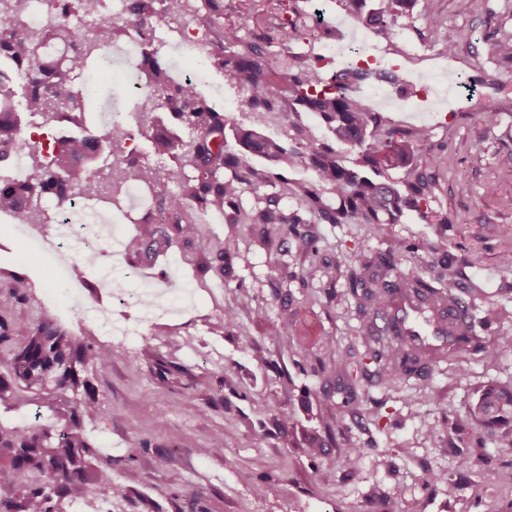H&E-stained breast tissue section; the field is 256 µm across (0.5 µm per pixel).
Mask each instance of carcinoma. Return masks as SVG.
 I'll return each instance as SVG.
<instances>
[{"instance_id": "1", "label": "carcinoma", "mask_w": 512, "mask_h": 512, "mask_svg": "<svg viewBox=\"0 0 512 512\" xmlns=\"http://www.w3.org/2000/svg\"><path fill=\"white\" fill-rule=\"evenodd\" d=\"M153 2L130 0L128 15L121 21H99L84 29L60 25L55 38L68 61H83L129 30L155 24ZM342 2L355 21L371 26L383 38L390 36L384 14L366 9V0ZM258 27V18L247 13L209 41L208 54L224 68L225 80L243 88V104L252 111L279 112L286 119L301 112L318 115L336 141L362 149L359 167L341 164L334 147L319 143L294 121L290 122L294 146L289 149L279 140L240 130L241 150L226 151L223 116L207 106L197 88L171 84L167 64L148 52L141 62L142 83L160 93V107L175 121L195 132L185 163L167 173L168 180L177 181L178 190L157 199V209L166 214L165 223L176 227L191 223L190 208L199 204L223 213L232 224H279L292 232L308 223L369 224L376 235L383 236L406 211L428 216L422 207L433 195L434 182L417 171L412 155L413 143L426 139L428 130L391 128L379 113L344 91V85L370 77L369 67L354 65L327 79L317 58L292 73H277L267 50L270 41L255 34ZM42 46V38L33 32L0 29V62L10 65L0 68V162L29 148V142L19 136L13 106L18 75L26 81L28 112L54 116L77 131L56 140L50 162L40 165L30 180L18 183L0 178V210L14 209L25 223L41 224L39 202L45 195L61 204L75 195L101 196L103 184L91 169L101 158L110 169L114 190L130 181L159 185L161 177L154 167L125 154L123 145L129 137L125 130L114 127L103 135L85 133L84 94L63 69V62L45 61ZM154 147L159 154H170L178 149L179 136L158 133ZM258 158L290 167L307 159L315 180L304 184L284 178L279 191L261 196L260 204L245 210L240 205L242 194L256 193L270 182L268 171L257 168ZM397 168L407 169L404 192L386 176ZM285 197L304 200L311 218L285 211L280 206ZM168 240L166 229L142 224L130 239L128 252L140 258ZM383 265L392 267L391 255L363 256L350 272L352 294L364 316L388 304L389 284L379 272ZM403 284L434 309L456 297L451 273L448 285L438 288L412 269L403 275ZM364 346L388 383L405 376L406 364L413 359L405 345L368 334ZM114 352L110 345L94 347L69 335L49 311L8 349L10 371L0 374V406L12 404L24 391L50 415L37 413L36 422L29 426L0 420V512H67L66 506L76 498L104 491L122 493L113 482L112 458L102 457L84 433L85 419L99 413L90 374L107 369ZM473 414L490 429L507 425L512 421V392L486 390Z\"/></svg>"}]
</instances>
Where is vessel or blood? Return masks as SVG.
<instances>
[{"instance_id":"1","label":"vessel or blood","mask_w":512,"mask_h":512,"mask_svg":"<svg viewBox=\"0 0 512 512\" xmlns=\"http://www.w3.org/2000/svg\"><path fill=\"white\" fill-rule=\"evenodd\" d=\"M469 318V307L463 298H455L429 314L417 299L396 290L390 307L370 318L367 331L375 336L399 333L404 341L422 351H457L464 348L465 342L453 335L452 328Z\"/></svg>"}]
</instances>
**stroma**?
<instances>
[{"instance_id": "stroma-1", "label": "stroma", "mask_w": 512, "mask_h": 512, "mask_svg": "<svg viewBox=\"0 0 512 512\" xmlns=\"http://www.w3.org/2000/svg\"><path fill=\"white\" fill-rule=\"evenodd\" d=\"M245 12L270 19L264 32L280 72L320 55V30L342 41L359 28L341 0H219L213 11L191 0L186 19L214 34ZM432 15L443 23L437 36L429 30ZM283 18L299 28L286 47L275 41L274 24ZM391 25L396 36L376 39L370 65L397 66L394 97H425L431 107L410 112L379 97L367 105L389 126L427 127L429 138L414 144L413 157L435 180L429 212L447 223L408 211L383 237L367 224H305L295 235L228 224L200 207L193 230L155 258L122 254L125 270L193 296L174 318L127 312L138 335L116 341L111 366L91 377L103 414L86 419V431L100 452L111 453L113 479L126 490L113 498L114 512H371L377 497L387 498L391 512H512L505 483L512 441L471 414L485 389L512 387V351L491 360L467 350L434 363L426 380L386 384L366 355V324L347 292L360 256L395 248L401 269H419L438 286L455 279L483 342L512 336V270L501 262L512 249V61L492 50L512 30V0H416ZM450 42L451 58L444 52ZM441 71L466 79L468 89L430 94V79ZM199 91L224 116L226 151L239 148L238 126L289 141L290 128L274 130L243 107L240 86L225 81L222 69L211 68ZM228 240L220 278L208 268L209 253ZM25 246L0 234V296L15 294L24 319L5 320L0 332L19 342L24 326L48 310L85 344H103L77 306L125 312L99 287L97 271L68 295L51 256L16 262ZM491 307L497 316L488 321ZM228 308L237 320L216 332ZM284 310L291 327L274 334ZM329 337L335 350L325 346ZM337 358L366 366V374L333 373ZM352 446L362 450L354 468L345 463ZM130 471L135 480H127ZM434 473L442 481H431Z\"/></svg>"}]
</instances>
